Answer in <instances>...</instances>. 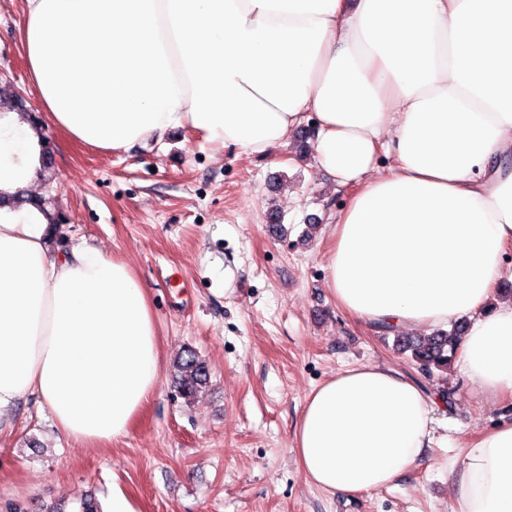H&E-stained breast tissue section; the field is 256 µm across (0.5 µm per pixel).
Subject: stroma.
<instances>
[{
    "label": "stroma",
    "mask_w": 512,
    "mask_h": 512,
    "mask_svg": "<svg viewBox=\"0 0 512 512\" xmlns=\"http://www.w3.org/2000/svg\"><path fill=\"white\" fill-rule=\"evenodd\" d=\"M22 0H0V101L30 91L19 42ZM46 139L55 178L36 194L66 217L65 248L127 261L149 291L162 350L160 383L122 439L85 445L60 435L36 398L0 436V502L78 512L83 494L120 489L140 512H453L448 462L481 430L512 422V399L472 390L457 365L425 378L392 334L340 309L326 286L331 224L347 203L297 130L263 158L190 129L111 151ZM280 228H272L271 212ZM210 379L193 400L177 389L184 349ZM377 365L428 392L446 385L452 410L419 465L387 489L348 496L308 484L292 450L307 394L333 374Z\"/></svg>",
    "instance_id": "1"
}]
</instances>
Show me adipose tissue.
Returning a JSON list of instances; mask_svg holds the SVG:
<instances>
[{
    "mask_svg": "<svg viewBox=\"0 0 512 512\" xmlns=\"http://www.w3.org/2000/svg\"><path fill=\"white\" fill-rule=\"evenodd\" d=\"M20 41L45 121L0 112V196L40 172L44 125L120 150L190 128L269 155L314 113L315 160L352 187L327 286L393 330L465 318L457 364L512 398V0H23ZM393 159L375 175L380 155ZM31 205L0 209V423L37 396L89 445L125 437L155 392L148 290L127 262L52 251ZM436 403L405 374L337 372L306 396L292 448L308 484L391 486L434 443ZM458 512H512V423L461 458Z\"/></svg>",
    "mask_w": 512,
    "mask_h": 512,
    "instance_id": "ef3b65f1",
    "label": "adipose tissue"
}]
</instances>
